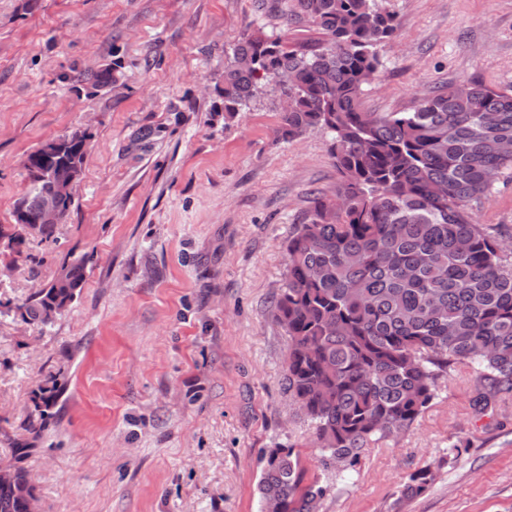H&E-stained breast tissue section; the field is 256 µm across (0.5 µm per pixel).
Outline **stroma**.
<instances>
[{
	"label": "stroma",
	"mask_w": 512,
	"mask_h": 512,
	"mask_svg": "<svg viewBox=\"0 0 512 512\" xmlns=\"http://www.w3.org/2000/svg\"><path fill=\"white\" fill-rule=\"evenodd\" d=\"M388 2L400 28L366 110L407 112L466 80L512 92V0ZM258 29L275 22L255 0H0V225L29 153L89 136L53 241L0 240V299L15 305L89 258L51 326L0 315V456L30 447L40 512H261L264 451L294 444L318 470L273 303L285 240L341 176L322 130L277 134L272 97L219 112L224 52ZM111 63L112 84L80 80ZM473 218L512 237V170ZM54 383L53 422L29 434L34 393ZM477 388L450 368L408 432L329 477L319 512H512V394L480 415ZM420 469L431 484L404 496Z\"/></svg>",
	"instance_id": "1"
}]
</instances>
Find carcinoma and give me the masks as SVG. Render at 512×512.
<instances>
[{"mask_svg":"<svg viewBox=\"0 0 512 512\" xmlns=\"http://www.w3.org/2000/svg\"><path fill=\"white\" fill-rule=\"evenodd\" d=\"M283 27L306 25L325 40L290 45L264 32L243 37L226 56L220 91L224 119L251 106L263 89L288 94L278 131L294 138L326 130L343 182L319 196L284 243L286 273L274 315L288 336L284 387L321 449L322 470L354 465L380 440L408 431L438 395V382L463 364L484 383L472 400L484 413L512 391V242L474 222L471 207L512 170V93L479 82L441 86L409 112H367L364 87L383 62L377 47L399 23L387 0H256ZM88 136L63 140L57 163L82 166ZM33 151L25 166L28 223H39L42 188ZM86 259L64 268L17 307L49 326L84 279ZM60 387L46 389L24 430L47 426ZM16 444L0 461V512H29L35 495ZM258 484L263 512H318L328 486L309 475L294 446L265 452ZM430 475H410L404 494L424 492Z\"/></svg>","mask_w":512,"mask_h":512,"instance_id":"carcinoma-1","label":"carcinoma"}]
</instances>
